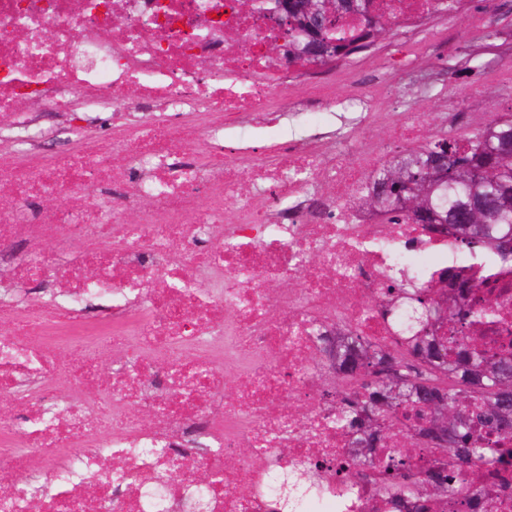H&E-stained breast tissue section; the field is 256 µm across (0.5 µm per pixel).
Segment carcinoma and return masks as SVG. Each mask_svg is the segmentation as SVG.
Segmentation results:
<instances>
[{
  "label": "carcinoma",
  "mask_w": 512,
  "mask_h": 512,
  "mask_svg": "<svg viewBox=\"0 0 512 512\" xmlns=\"http://www.w3.org/2000/svg\"><path fill=\"white\" fill-rule=\"evenodd\" d=\"M373 0H318L317 27L322 32L323 56L297 57L292 65H324L341 62L363 48L376 45L398 17L370 9ZM512 115L496 117L470 134L465 142L446 137L434 138L408 150L372 171L365 179L359 206L370 189H391L398 181L422 172L436 155L448 156V186L430 196H422L413 213L404 218L412 224H449L462 245L465 259L482 265L488 260L512 262V240L499 225L512 224ZM460 279L444 270L416 295L404 289L388 291V302L398 312L406 336L401 352L363 346L359 336L347 337L348 345H336L339 368L350 377L370 375L350 394L336 402L333 425L336 431L354 436L360 449L354 466L375 463L398 477L389 487L393 503L399 508L413 505V512H432L448 502L467 482L468 471L487 474L507 452L512 442V353H486L477 328H491L499 322L500 303L486 300L474 307L462 303L461 295L448 293L444 284ZM443 317L451 336H430L426 327L432 317ZM448 409V421H460L448 436L429 447L443 449L450 458L448 467L433 471L424 481L408 480L401 472L409 456L399 451L378 461L371 451L383 448L387 436L403 415L423 432L434 407ZM373 413L381 430H364L365 415ZM308 472L282 473L272 482V490L282 503L288 496L301 500Z\"/></svg>",
  "instance_id": "carcinoma-1"
}]
</instances>
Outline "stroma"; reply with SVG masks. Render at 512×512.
Instances as JSON below:
<instances>
[{
	"mask_svg": "<svg viewBox=\"0 0 512 512\" xmlns=\"http://www.w3.org/2000/svg\"><path fill=\"white\" fill-rule=\"evenodd\" d=\"M489 21L498 31L491 48L477 37L478 28ZM379 46L386 58L407 57L408 66L390 72L366 66L356 57L348 65L374 92L381 110L401 102L432 119L464 110L490 117L512 113V82L492 76L497 68L512 64V9L502 0H462L446 18L393 29ZM302 97L299 82H290L286 115L279 126L267 129L268 138H303L317 126L334 123L335 104L309 111Z\"/></svg>",
	"mask_w": 512,
	"mask_h": 512,
	"instance_id": "35a3bbf8",
	"label": "stroma"
}]
</instances>
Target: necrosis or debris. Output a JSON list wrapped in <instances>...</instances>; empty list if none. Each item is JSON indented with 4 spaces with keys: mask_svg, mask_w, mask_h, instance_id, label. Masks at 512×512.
Masks as SVG:
<instances>
[{
    "mask_svg": "<svg viewBox=\"0 0 512 512\" xmlns=\"http://www.w3.org/2000/svg\"><path fill=\"white\" fill-rule=\"evenodd\" d=\"M282 36L238 0H0V512H275L297 467L318 512H391L390 473L328 426L357 383L318 352L340 325L398 350L388 287L464 261L448 227L355 205L369 131L413 144L428 118L354 72L307 82L363 103L349 128L226 144L283 117ZM33 102L75 124L67 148ZM467 274L512 339V265ZM182 463L224 479L197 491ZM306 480H309L308 471L302 470L291 474L285 472L273 480L272 490L281 502L284 503L285 507L288 508V494L293 496L297 502L300 501Z\"/></svg>",
    "mask_w": 512,
    "mask_h": 512,
    "instance_id": "necrosis-or-debris-1",
    "label": "necrosis or debris"
}]
</instances>
